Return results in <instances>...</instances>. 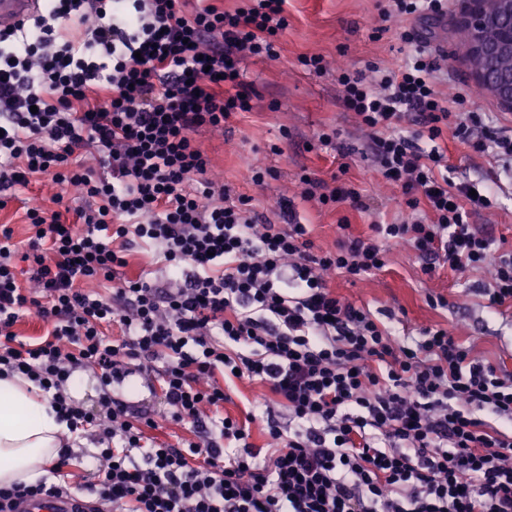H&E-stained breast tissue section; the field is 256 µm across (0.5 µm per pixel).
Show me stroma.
Instances as JSON below:
<instances>
[{
  "mask_svg": "<svg viewBox=\"0 0 512 512\" xmlns=\"http://www.w3.org/2000/svg\"><path fill=\"white\" fill-rule=\"evenodd\" d=\"M386 0H289L288 29L280 40L276 61L245 60L244 79L252 85L251 111L238 115L226 132L203 131L197 136L212 160L215 172L235 193L252 197L256 208L271 199L291 200L297 219L307 224L319 246L333 245L336 224L347 218L354 232H368L375 218L389 219V204L399 189L385 181L364 157L367 133L356 122L341 100L336 82L337 66L353 71L368 65L391 66L399 57L393 33L372 39L374 28L382 26ZM466 0H448L443 29L431 28L421 20L417 28L423 42L441 58L443 76L436 85L441 97H465L469 109L486 113L492 126L512 127V112L501 110L490 95H477L469 72L459 63L463 43L457 33V19ZM304 54L322 55L324 73L304 70L298 58ZM338 131L347 155L339 157L333 147L317 148L320 132ZM448 150V164L454 175L490 187L494 205L479 210L474 223L483 225L497 241L512 245V176L488 155L475 154L445 130L440 140ZM348 162L351 180L370 200L372 212H361L344 205L330 208L300 195L299 176L308 171L331 179L341 162ZM272 169L273 178L257 186L247 178L255 165ZM59 188L50 179H36L27 187L7 190L9 199L0 210V225H10L16 237H24L21 209L29 199H40L53 208ZM490 276L487 271L456 272L447 268L434 276L424 275L414 253L393 249L386 267L356 279L337 277L333 283L344 298L365 305L375 312H393L392 326L398 336L418 335L424 327H444L462 336L475 354L512 371V304L491 305L483 290ZM443 295L447 307L428 305L427 294Z\"/></svg>",
  "mask_w": 512,
  "mask_h": 512,
  "instance_id": "stroma-1",
  "label": "stroma"
}]
</instances>
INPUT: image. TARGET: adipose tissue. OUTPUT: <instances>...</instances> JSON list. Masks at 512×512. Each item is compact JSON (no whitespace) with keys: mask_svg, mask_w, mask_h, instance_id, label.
I'll list each match as a JSON object with an SVG mask.
<instances>
[{"mask_svg":"<svg viewBox=\"0 0 512 512\" xmlns=\"http://www.w3.org/2000/svg\"><path fill=\"white\" fill-rule=\"evenodd\" d=\"M66 428L46 398L29 392L26 379L0 377V486L43 477Z\"/></svg>","mask_w":512,"mask_h":512,"instance_id":"1","label":"adipose tissue"}]
</instances>
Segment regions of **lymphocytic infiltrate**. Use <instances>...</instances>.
<instances>
[{"mask_svg": "<svg viewBox=\"0 0 512 512\" xmlns=\"http://www.w3.org/2000/svg\"><path fill=\"white\" fill-rule=\"evenodd\" d=\"M446 6L392 0L402 64L336 70L375 167L400 188V219L367 236L339 225L327 249L307 225L260 219L252 197L211 177L195 139L251 111L241 64L279 59L288 0H48L33 24L0 31V189L48 176L86 200L71 224L28 206L20 241L0 225V376L27 377L69 431L97 435L104 467L87 492L98 503L512 512V372L442 327L408 344L329 285L381 270L404 246L427 275L490 270L491 304L512 302V250L470 223L490 192L440 170L450 123L512 173V131L484 129L463 98L435 89L440 65L414 22ZM59 19L82 25V38L59 39ZM300 182L304 199L370 208L344 177ZM136 252L150 263L131 275ZM27 317L44 327L33 341L16 331ZM79 370L100 384L96 409L67 392ZM134 372L156 375L167 421L188 437H154L158 422L123 397ZM243 381L257 392L240 420L224 406Z\"/></svg>", "mask_w": 512, "mask_h": 512, "instance_id": "lymphocytic-infiltrate-1", "label": "lymphocytic infiltrate"}]
</instances>
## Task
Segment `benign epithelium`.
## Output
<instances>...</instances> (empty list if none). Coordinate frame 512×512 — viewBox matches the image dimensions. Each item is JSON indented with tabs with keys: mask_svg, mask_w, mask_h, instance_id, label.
<instances>
[{
	"mask_svg": "<svg viewBox=\"0 0 512 512\" xmlns=\"http://www.w3.org/2000/svg\"><path fill=\"white\" fill-rule=\"evenodd\" d=\"M458 24L470 32L459 63L504 110H512V0H467Z\"/></svg>",
	"mask_w": 512,
	"mask_h": 512,
	"instance_id": "7a95c632",
	"label": "benign epithelium"
}]
</instances>
